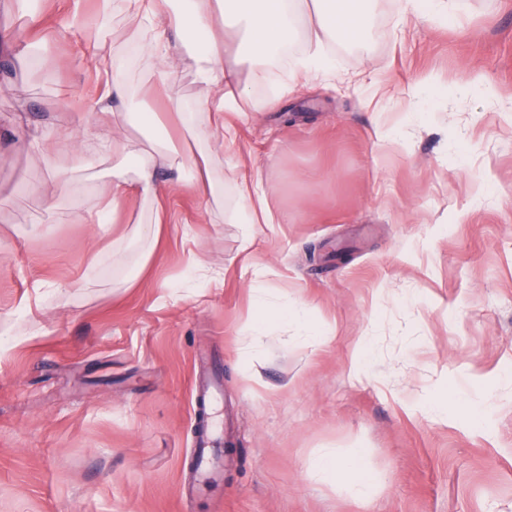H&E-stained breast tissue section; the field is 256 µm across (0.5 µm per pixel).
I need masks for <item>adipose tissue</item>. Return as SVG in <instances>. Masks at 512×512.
<instances>
[{
    "label": "adipose tissue",
    "instance_id": "adipose-tissue-1",
    "mask_svg": "<svg viewBox=\"0 0 512 512\" xmlns=\"http://www.w3.org/2000/svg\"><path fill=\"white\" fill-rule=\"evenodd\" d=\"M372 0H225L223 9H216L213 0H124V10L142 33V46L154 58L162 81H172L175 71L172 59L181 50L198 57L200 78L219 94L225 112L246 118L243 107L248 95L236 82V60L226 58L225 31H234L243 46L254 56L257 66L253 81L265 78V64L278 56L299 37V19L305 11H313L316 23L306 45L293 61L295 71L308 75L329 76L335 64L325 48L333 41H359L367 29ZM76 131L66 127L55 140L38 132L26 137L34 153L51 158L59 149L72 151V167L85 165L83 151L74 149ZM97 150L132 159L133 164L118 174L106 192L100 193L92 207L98 216L119 213L128 200L138 198L156 202L149 222L136 224L133 235L158 239L162 224L169 217L160 202L167 185L157 176L158 168L180 172L187 185L200 197H209L213 183L209 164H199L187 158L176 145L164 142L152 151L138 150L121 132L117 120L105 123L97 137ZM71 169H53L52 175L66 181ZM236 200L229 215L231 223L243 227V247L253 244L257 227L279 223L280 218L270 208L269 199L259 178L239 170L234 177Z\"/></svg>",
    "mask_w": 512,
    "mask_h": 512
}]
</instances>
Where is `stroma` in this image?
I'll use <instances>...</instances> for the list:
<instances>
[{
  "mask_svg": "<svg viewBox=\"0 0 512 512\" xmlns=\"http://www.w3.org/2000/svg\"><path fill=\"white\" fill-rule=\"evenodd\" d=\"M447 2L376 0L362 42L330 45L332 79L284 58L256 83L242 63L252 114L213 163L223 202L159 170L173 221L145 261L129 231L148 204L114 223L91 208L116 165L90 151L111 80L99 0L80 22L52 0L36 34L0 0V34L38 46L32 63L0 53V512H512V0ZM109 24L127 135L192 148L183 118L219 107L195 60L162 83L120 0ZM66 122L89 156L63 185L21 129ZM236 166L282 217L247 251L224 219ZM259 298L336 331L244 335ZM216 369L229 451L219 485L190 494L196 386ZM326 454L367 471L372 498L328 485Z\"/></svg>",
  "mask_w": 512,
  "mask_h": 512,
  "instance_id": "1",
  "label": "stroma"
}]
</instances>
